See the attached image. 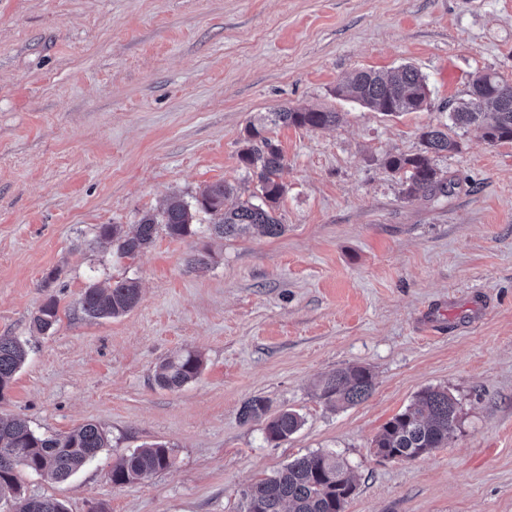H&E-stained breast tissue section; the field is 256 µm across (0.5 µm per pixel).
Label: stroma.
Returning a JSON list of instances; mask_svg holds the SVG:
<instances>
[{
  "mask_svg": "<svg viewBox=\"0 0 512 512\" xmlns=\"http://www.w3.org/2000/svg\"><path fill=\"white\" fill-rule=\"evenodd\" d=\"M412 64L430 99L386 116L339 96L358 69ZM512 81V0H0V336L27 359L0 415L38 433L100 426L109 448L69 480L17 470L66 512H244L243 491L294 458L332 451L356 483L344 512H512V142L458 131L436 157L444 194L407 198L389 156L421 149L472 79ZM288 105L338 125L272 126L286 232L159 233L137 258L97 238L174 193L224 181L252 193L238 153L250 123ZM209 255L206 269L192 259ZM140 283L116 318L80 310L89 283ZM49 333L32 328L48 296ZM187 350L199 377L159 387ZM363 366L364 402L327 406L317 380ZM448 389L459 426L411 460L372 441L415 394ZM304 424L265 440L250 399ZM163 443L174 463L112 484L113 465ZM202 363L200 354L186 351L162 361L155 369L154 379L162 388L179 389L198 378Z\"/></svg>",
  "mask_w": 512,
  "mask_h": 512,
  "instance_id": "35a3bbf8",
  "label": "stroma"
}]
</instances>
